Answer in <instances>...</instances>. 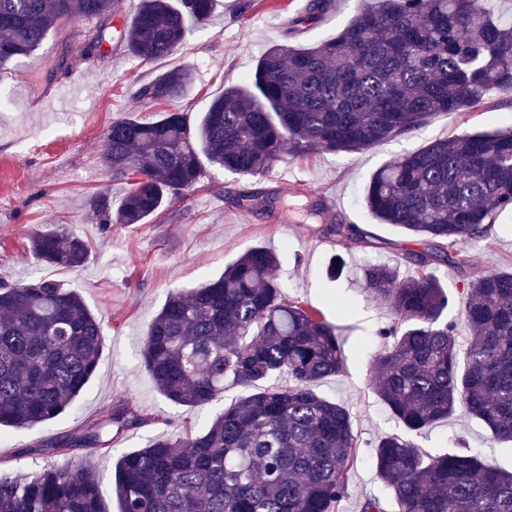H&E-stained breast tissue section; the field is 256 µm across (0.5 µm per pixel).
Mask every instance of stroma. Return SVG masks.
<instances>
[{"label":"stroma","instance_id":"35a3bbf8","mask_svg":"<svg viewBox=\"0 0 512 512\" xmlns=\"http://www.w3.org/2000/svg\"><path fill=\"white\" fill-rule=\"evenodd\" d=\"M308 2L218 0L207 24L195 27L171 57L153 63L133 57L115 38L104 41L93 57H84L83 46L98 23L72 19L61 35L47 37L33 57L0 78V281L54 279L75 287L104 332L97 372L68 411L33 428L0 429V472L24 478L47 465L79 464L108 488L117 458L144 448L160 431V419L170 420L175 433L186 425L203 431L226 403L240 396V389H228L201 406L173 404L143 368L140 343L171 291L217 278L248 248L262 244L276 249L280 264L275 276L288 295L322 311L339 335L345 368L316 387L320 395L349 409L359 440L338 512H360L361 503L374 496L394 512L390 492L376 473L374 448L397 425L370 380L372 356L382 344L378 331L391 315L363 290L358 274L369 262L403 265L405 251L422 250L423 244L411 242L396 226L377 222L364 205V189L374 171L404 153L453 135L512 125V98L491 89L476 108L438 115L427 126L374 148L288 157L264 176L206 167L184 202L166 207L145 224L105 228L88 210L94 194L106 191L117 201L125 191L102 161L103 138L112 121L150 120L162 111L178 110L197 122L225 87L242 82L267 48L285 41L308 48L335 37L353 20L359 4L332 0L322 19L307 23ZM177 66L195 73L188 98L153 105L136 97L140 85ZM306 191L322 202L323 223L365 230L372 246L353 241L336 246L314 225L301 223L287 205ZM257 192L269 197L271 206L239 207V196ZM47 226L88 244L89 257L80 270L48 265L28 252V236ZM337 253L348 268L333 278L329 265ZM465 257L475 267L511 269L512 214L499 218L487 240L469 245ZM126 405L136 408L145 422L122 434L118 445L31 455L35 445L71 435L102 411ZM417 442L432 454L470 448L489 464L512 470V444L492 441L477 420L448 418L426 429Z\"/></svg>","mask_w":512,"mask_h":512}]
</instances>
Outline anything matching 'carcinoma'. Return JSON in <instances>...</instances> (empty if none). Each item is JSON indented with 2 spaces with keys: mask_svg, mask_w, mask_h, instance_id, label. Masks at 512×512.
Wrapping results in <instances>:
<instances>
[{
  "mask_svg": "<svg viewBox=\"0 0 512 512\" xmlns=\"http://www.w3.org/2000/svg\"><path fill=\"white\" fill-rule=\"evenodd\" d=\"M118 0H0V74L32 57L61 21H99L87 52L106 40ZM216 0H140L120 39L143 62L173 55L213 16ZM194 74L173 68L143 84L150 103L191 95ZM497 88L512 96V26L481 0H359L336 37L297 49L270 47L253 72L214 98L195 127L187 113L112 122L102 157L127 185L118 205L90 198L103 226L148 223L200 183L205 164L262 176L284 147L355 152L464 112ZM381 224L427 239L408 251L406 275L388 264L363 269V287L392 316L379 331L374 389L402 428L374 449L396 512H512V472L476 450L432 455L411 439L450 416L481 421L512 442V270L467 265L460 246L512 213V126L435 140L378 169L365 190ZM354 227L328 224L327 238ZM38 260L82 266L85 242L45 227L29 238ZM464 268L462 322L435 274ZM279 258L256 245L198 288L171 293L148 324L141 363L162 396L199 406L232 387H267L224 405L200 433L163 431L118 457L112 493L120 512H337L348 492L358 440L343 405L317 384L341 372L336 326L283 290ZM104 348L100 320L58 281L0 284V427L32 428L66 412L94 376ZM144 423L135 409L111 408L43 451L107 448L112 434ZM96 474L47 467L20 480L0 474V512H108Z\"/></svg>",
  "mask_w": 512,
  "mask_h": 512,
  "instance_id": "cac0c4a2",
  "label": "carcinoma"
}]
</instances>
